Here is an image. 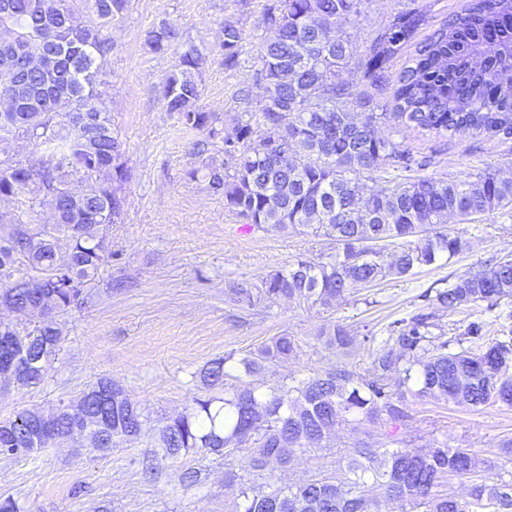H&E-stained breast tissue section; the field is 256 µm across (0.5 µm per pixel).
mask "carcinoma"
Segmentation results:
<instances>
[{"mask_svg":"<svg viewBox=\"0 0 512 512\" xmlns=\"http://www.w3.org/2000/svg\"><path fill=\"white\" fill-rule=\"evenodd\" d=\"M128 0H0V142L35 146L33 159L0 157V198L17 202L0 212V306L38 316L31 327L0 321V337L13 359L0 360V378L23 386L40 382L62 340L59 318L80 305L99 269L120 259L108 240L110 225L124 215L122 161L112 118L98 106L96 78L114 50L108 35ZM372 0H273L263 15L274 36L260 44L255 84L258 108L244 112L232 129L200 109L195 73L206 63L184 43L177 25L164 21L148 32L155 53L175 51L163 81L166 110L185 129L206 135L198 164L187 177L203 176L251 229L293 230L336 243L327 261L298 259L286 271L257 284L232 288L229 300L245 308L263 299L287 298L309 308L369 292L389 279L450 259L462 251L448 216L512 209V180L483 172L474 178H435L430 165L390 135L383 125L438 135L512 140V0H464L460 13L424 38L412 65L391 79L390 65L422 27L427 14L398 10L371 31L361 59L362 79L394 84L395 107L379 111L375 99L343 77L357 52L337 24L369 20ZM218 54L224 68L238 66L245 36L226 18ZM363 110L356 119L355 109ZM85 183L75 192L74 179ZM50 202L54 221L40 224L35 209ZM425 305L379 332L362 336L369 366L342 362L312 377L258 380L300 348L286 333L257 349L230 352L196 374L209 389L193 407L172 417L155 437L157 454L142 462L154 473L158 457L176 459L195 449L231 457L250 452L256 477L224 472L235 488L232 512H380L397 502L401 512H512V479L484 475L468 448H377L362 439L341 458L336 472L300 483L259 482L274 460L286 467L311 448H324L335 428H398L409 421L408 400L430 398L479 408L512 407V337L487 336L488 323L467 321L448 335L442 318L464 307L491 310L512 298V259L501 258L444 288H428ZM319 339L351 357L356 339L341 324ZM37 361V368L20 364ZM247 387L236 385L242 376ZM112 391L104 404L95 389ZM45 424L51 440L36 438ZM149 413L124 390L101 378L55 411L26 409L0 421V457L19 459L87 434L93 450L112 448L151 430ZM469 479L467 497L448 492V480Z\"/></svg>","mask_w":512,"mask_h":512,"instance_id":"obj_1","label":"carcinoma"}]
</instances>
